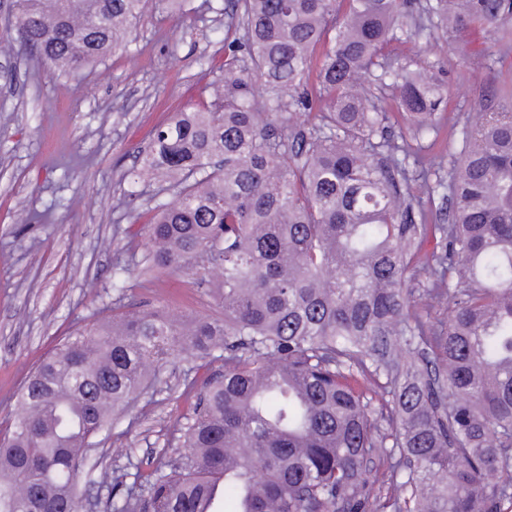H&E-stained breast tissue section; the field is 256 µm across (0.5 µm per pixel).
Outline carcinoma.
Segmentation results:
<instances>
[{
    "instance_id": "obj_1",
    "label": "carcinoma",
    "mask_w": 512,
    "mask_h": 512,
    "mask_svg": "<svg viewBox=\"0 0 512 512\" xmlns=\"http://www.w3.org/2000/svg\"><path fill=\"white\" fill-rule=\"evenodd\" d=\"M149 2L10 11L25 54L73 73L126 48ZM423 11L447 40L481 28L512 44V0ZM404 28H420L408 0H224L221 77L153 133L137 178L159 186L136 231L153 267L213 288L222 315L120 297L59 343L0 440V512H80L93 439L159 364L215 350L224 368L192 382L182 452L142 483L100 472L112 512H372L377 460L406 494L382 510L512 512V89L496 112L479 105L456 159L426 151L402 168L448 97L395 64ZM375 71L406 136L363 83ZM442 185L448 223L428 206Z\"/></svg>"
}]
</instances>
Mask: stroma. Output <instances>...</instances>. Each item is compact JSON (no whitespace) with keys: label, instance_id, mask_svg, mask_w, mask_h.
I'll use <instances>...</instances> for the list:
<instances>
[{"label":"stroma","instance_id":"obj_1","mask_svg":"<svg viewBox=\"0 0 512 512\" xmlns=\"http://www.w3.org/2000/svg\"><path fill=\"white\" fill-rule=\"evenodd\" d=\"M0 0V426L7 425L27 374L76 328L109 314L118 296L184 316L218 314L207 289L180 271L152 268L143 238L127 235L154 193L135 176L137 155L172 112L204 85L224 58V0H186L173 14L150 5L128 50L78 73H47L17 57ZM423 31L401 34L398 51L413 68L448 84L435 149H461L462 127L475 122L474 102L494 105L512 79V49L492 34L443 39L433 17ZM143 195L129 207L124 193ZM29 223L17 221L20 213ZM124 272H117V265ZM201 360L181 355L163 364L151 388L103 432L92 453L114 474L128 460L165 462L181 447ZM128 448L131 459L113 449Z\"/></svg>","mask_w":512,"mask_h":512}]
</instances>
